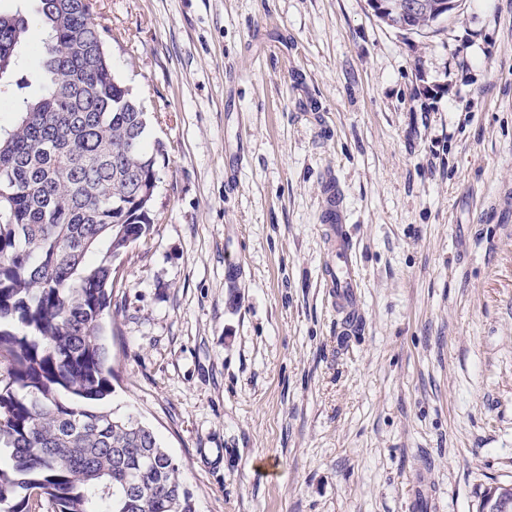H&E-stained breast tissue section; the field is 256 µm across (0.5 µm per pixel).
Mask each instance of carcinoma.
Returning <instances> with one entry per match:
<instances>
[{
  "mask_svg": "<svg viewBox=\"0 0 512 512\" xmlns=\"http://www.w3.org/2000/svg\"><path fill=\"white\" fill-rule=\"evenodd\" d=\"M432 25L381 0V20ZM47 37L39 86L0 126V512H195L153 430L103 407L112 394L100 331L116 260L154 223L157 154L147 113L112 69L91 0H36ZM29 20L0 12V80L19 66Z\"/></svg>",
  "mask_w": 512,
  "mask_h": 512,
  "instance_id": "1",
  "label": "carcinoma"
}]
</instances>
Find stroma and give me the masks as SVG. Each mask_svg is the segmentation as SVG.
<instances>
[{
  "mask_svg": "<svg viewBox=\"0 0 512 512\" xmlns=\"http://www.w3.org/2000/svg\"><path fill=\"white\" fill-rule=\"evenodd\" d=\"M160 181L121 258L108 407L196 512H479L512 484V0H92ZM335 180L359 316L323 279ZM399 2V0H381L382 7L385 10L384 14H378L373 8L374 13L381 20L390 23L392 26H396L398 28H404L406 31L410 30L412 33H424V31H429L434 29V27L438 24V22L443 18H449L454 10L458 7V0H424V4L429 6L430 12V20L432 22V26L429 25H421L416 19H405V17H401L400 14L395 10V5ZM445 2H453L454 7L451 10V14L448 9H444L443 14L437 13L439 6H442ZM403 22H406L407 26L403 25Z\"/></svg>",
  "mask_w": 512,
  "mask_h": 512,
  "instance_id": "stroma-1",
  "label": "stroma"
}]
</instances>
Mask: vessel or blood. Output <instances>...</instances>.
I'll use <instances>...</instances> for the list:
<instances>
[{
	"instance_id": "obj_1",
	"label": "vessel or blood",
	"mask_w": 512,
	"mask_h": 512,
	"mask_svg": "<svg viewBox=\"0 0 512 512\" xmlns=\"http://www.w3.org/2000/svg\"><path fill=\"white\" fill-rule=\"evenodd\" d=\"M322 222L327 227L331 242V258L324 270L326 286L337 311L350 318L358 306V280L351 257V239L335 191L327 193Z\"/></svg>"
}]
</instances>
